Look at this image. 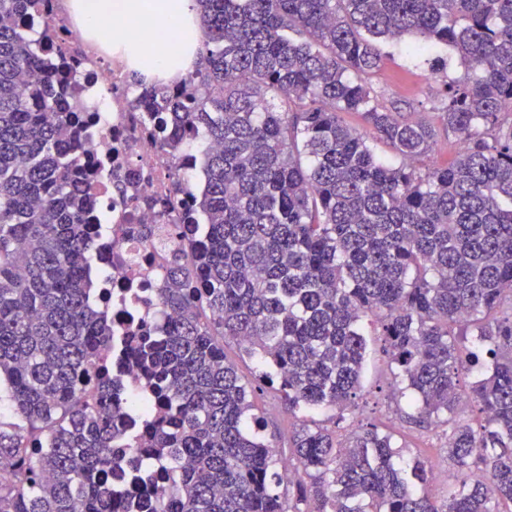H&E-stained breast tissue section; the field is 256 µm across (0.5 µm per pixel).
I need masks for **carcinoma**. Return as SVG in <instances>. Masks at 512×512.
I'll return each instance as SVG.
<instances>
[{
    "label": "carcinoma",
    "mask_w": 512,
    "mask_h": 512,
    "mask_svg": "<svg viewBox=\"0 0 512 512\" xmlns=\"http://www.w3.org/2000/svg\"><path fill=\"white\" fill-rule=\"evenodd\" d=\"M37 2L0 0V384L24 422H0V460L15 464L0 512H130L136 491L112 482L127 441L172 471L157 512L512 504V0H196V69L180 89L136 90L140 111L163 113L167 152L199 135L206 184L177 225L193 257L171 261L158 289L171 329L115 340L88 297L81 128L58 109L70 87L11 24ZM407 36L413 53L443 47L463 68L441 93L462 150L424 173L406 160L432 151L435 129L386 110L363 80L380 68L376 42ZM370 316L394 384L448 438L458 484L442 498L433 466L375 425L342 443L304 424L279 472L224 356L225 339L243 344L289 410L337 414L362 389ZM112 342L138 371L140 408L98 360Z\"/></svg>",
    "instance_id": "cac0c4a2"
}]
</instances>
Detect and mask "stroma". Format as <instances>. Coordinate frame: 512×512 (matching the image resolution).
<instances>
[{
	"mask_svg": "<svg viewBox=\"0 0 512 512\" xmlns=\"http://www.w3.org/2000/svg\"><path fill=\"white\" fill-rule=\"evenodd\" d=\"M382 64L378 71L367 76L366 83L380 104L401 113L404 117L424 116L436 129V143L431 153L422 158L420 170L453 162L459 152L454 134L445 130L438 110L444 73L433 64L429 55L414 57L402 46L382 43ZM368 355L363 378V388L355 407L344 412L336 423V432L348 436L362 425L373 423L380 429L393 433L406 447L407 457H421L432 461L436 472L446 474V482L434 485L436 495H445L449 486L455 485L456 474L448 465L447 440L433 424H415L413 410L391 384L390 363L383 351V342L376 323L366 320ZM224 355L233 363L243 382L252 391L256 414L265 418L263 435L276 454L287 455L288 438L305 418L304 413L289 411L287 404L272 390L259 387L254 358L244 353L233 340L225 341Z\"/></svg>",
	"mask_w": 512,
	"mask_h": 512,
	"instance_id": "1",
	"label": "stroma"
}]
</instances>
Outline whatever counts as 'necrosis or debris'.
I'll use <instances>...</instances> for the list:
<instances>
[{"label":"necrosis or debris","mask_w":512,"mask_h":512,"mask_svg":"<svg viewBox=\"0 0 512 512\" xmlns=\"http://www.w3.org/2000/svg\"><path fill=\"white\" fill-rule=\"evenodd\" d=\"M38 17L53 24L49 36L40 40L45 59L62 66L80 89V162L89 170L84 186L94 201L90 218L99 231L96 264L101 275L89 283L95 301L113 326L125 329L145 322L155 333H165L173 321L157 299L165 265L172 255L191 256L174 226L192 196L180 195L174 208L169 200L175 179H201L196 154L189 150L180 162L171 160L154 121L138 112L135 95L124 84L123 65L84 42L71 18L61 13L59 0H41ZM132 224L152 225V238L131 235Z\"/></svg>","instance_id":"4bbe7bcc"}]
</instances>
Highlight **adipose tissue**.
Here are the masks:
<instances>
[{"label": "adipose tissue", "instance_id": "obj_1", "mask_svg": "<svg viewBox=\"0 0 512 512\" xmlns=\"http://www.w3.org/2000/svg\"><path fill=\"white\" fill-rule=\"evenodd\" d=\"M68 7L87 38L110 30V53L149 81L185 75L204 37L195 0H68Z\"/></svg>", "mask_w": 512, "mask_h": 512}]
</instances>
